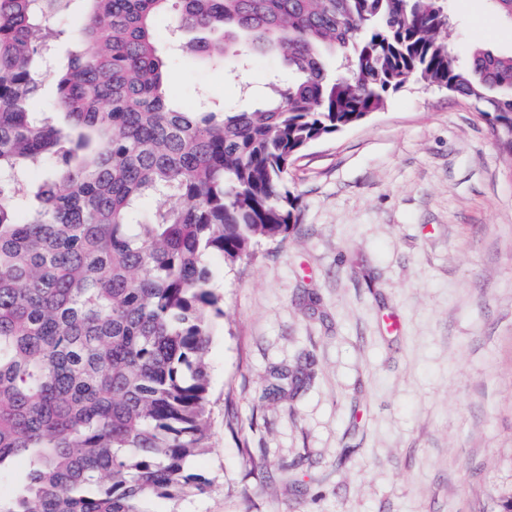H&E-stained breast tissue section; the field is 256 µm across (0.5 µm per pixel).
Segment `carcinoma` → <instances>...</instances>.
<instances>
[{
	"instance_id": "carcinoma-1",
	"label": "carcinoma",
	"mask_w": 512,
	"mask_h": 512,
	"mask_svg": "<svg viewBox=\"0 0 512 512\" xmlns=\"http://www.w3.org/2000/svg\"><path fill=\"white\" fill-rule=\"evenodd\" d=\"M73 1L81 33L44 112ZM160 15L214 68L265 53L288 77L246 108L184 112ZM448 24L443 0H0V512H147L201 490L187 463L210 447L224 315L205 258L288 236V167L313 142L413 77L475 104L512 155V55L458 65Z\"/></svg>"
}]
</instances>
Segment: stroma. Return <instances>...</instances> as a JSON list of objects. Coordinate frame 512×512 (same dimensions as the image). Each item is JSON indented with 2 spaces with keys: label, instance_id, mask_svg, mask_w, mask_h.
Here are the masks:
<instances>
[{
  "label": "stroma",
  "instance_id": "35a3bbf8",
  "mask_svg": "<svg viewBox=\"0 0 512 512\" xmlns=\"http://www.w3.org/2000/svg\"><path fill=\"white\" fill-rule=\"evenodd\" d=\"M446 6L457 62L512 54L490 0ZM170 92L188 112L245 98L234 62L190 56ZM288 180V237L212 266L206 491L150 512H494L512 492V156L473 105L415 83ZM300 365L306 387L271 394Z\"/></svg>",
  "mask_w": 512,
  "mask_h": 512
}]
</instances>
